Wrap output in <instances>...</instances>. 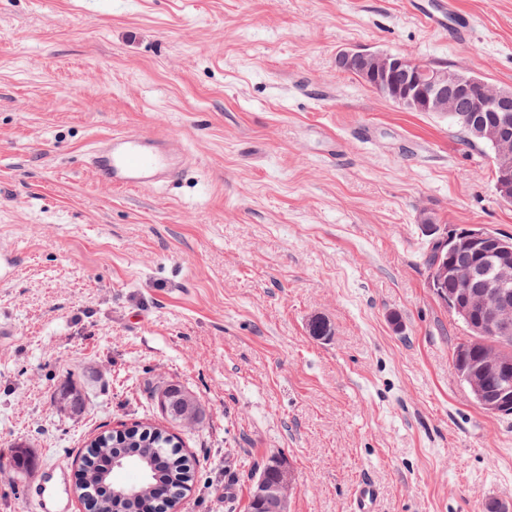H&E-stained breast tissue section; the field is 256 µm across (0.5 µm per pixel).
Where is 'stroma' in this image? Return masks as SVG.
Returning <instances> with one entry per match:
<instances>
[{
    "instance_id": "35a3bbf8",
    "label": "stroma",
    "mask_w": 512,
    "mask_h": 512,
    "mask_svg": "<svg viewBox=\"0 0 512 512\" xmlns=\"http://www.w3.org/2000/svg\"><path fill=\"white\" fill-rule=\"evenodd\" d=\"M467 41L411 0H0V512H33L14 444L65 470L98 432L148 420L174 382L198 465L181 512H247L279 455L288 512H485L512 503V416L455 374L467 338L435 294L423 224L512 236L487 148L336 67L399 53L512 90V0H456ZM111 132L169 135L181 179L102 184ZM327 326L313 336L310 324ZM81 387L86 407L60 408Z\"/></svg>"
}]
</instances>
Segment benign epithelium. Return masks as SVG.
Listing matches in <instances>:
<instances>
[{"label": "benign epithelium", "mask_w": 512, "mask_h": 512, "mask_svg": "<svg viewBox=\"0 0 512 512\" xmlns=\"http://www.w3.org/2000/svg\"><path fill=\"white\" fill-rule=\"evenodd\" d=\"M340 63L355 68L381 95L396 100L416 112H441L457 120L469 116L456 109V103L468 95L476 81L446 67H435L405 55L342 49L336 55ZM486 123L481 134L497 147L495 189L500 200L512 203V96L496 89L486 93ZM439 261L430 275L436 295L466 326L471 343L481 345L488 335L512 332V240L475 225H446L433 239ZM463 255L466 262L453 258ZM498 376L494 389L487 385L488 375ZM478 405L492 415L512 414V359L486 352L465 373L459 374ZM134 462L131 457H114L110 465L85 475L104 488L112 470ZM281 480L269 483L258 477L252 499L274 506V512H288V499L294 491L295 477L288 465L281 468Z\"/></svg>", "instance_id": "1"}]
</instances>
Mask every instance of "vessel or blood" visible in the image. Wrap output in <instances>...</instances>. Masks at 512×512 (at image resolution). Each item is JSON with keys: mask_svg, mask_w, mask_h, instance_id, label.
I'll list each match as a JSON object with an SVG mask.
<instances>
[{"mask_svg": "<svg viewBox=\"0 0 512 512\" xmlns=\"http://www.w3.org/2000/svg\"><path fill=\"white\" fill-rule=\"evenodd\" d=\"M421 19L431 29L447 32L454 40L466 39L469 20L460 15L454 0H448L439 12H421ZM188 157L170 140L137 133H115L98 140L88 154V162L97 179L120 188L160 186L180 175ZM56 472L40 471L27 485L28 498L37 512H62L64 504L52 486Z\"/></svg>", "mask_w": 512, "mask_h": 512, "instance_id": "vessel-or-blood-1", "label": "vessel or blood"}]
</instances>
